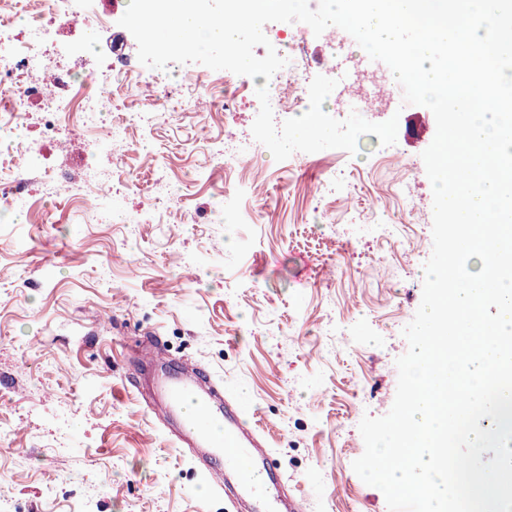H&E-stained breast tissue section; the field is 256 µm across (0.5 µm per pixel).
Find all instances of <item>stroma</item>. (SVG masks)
I'll return each mask as SVG.
<instances>
[{"mask_svg":"<svg viewBox=\"0 0 512 512\" xmlns=\"http://www.w3.org/2000/svg\"><path fill=\"white\" fill-rule=\"evenodd\" d=\"M258 105L242 99L230 118H211L196 140L197 114L183 112L124 158L147 205L153 178L144 155L162 156L164 187L177 206L166 224H101L93 210L44 194L31 212L0 206V495L16 512H232L210 493L142 397L135 357L144 332L162 352L208 370L264 434L303 512H388L383 493L352 468L364 452L359 423L394 402L402 331L422 299L428 253L407 256L405 238L432 237V187L422 152L436 134L432 111L394 99L366 113L398 114L395 155L376 135L357 154L329 149L302 162L253 153V193L241 223H225L217 188L242 175L206 177L213 145L251 137ZM36 135L19 118L13 158L25 175L48 165L78 177L52 144L20 152ZM335 166V200L305 188ZM414 195L392 192L398 170ZM399 224L403 237L346 242L351 214Z\"/></svg>","mask_w":512,"mask_h":512,"instance_id":"obj_1","label":"stroma"}]
</instances>
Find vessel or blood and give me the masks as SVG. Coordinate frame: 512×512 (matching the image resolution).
<instances>
[{
  "mask_svg": "<svg viewBox=\"0 0 512 512\" xmlns=\"http://www.w3.org/2000/svg\"><path fill=\"white\" fill-rule=\"evenodd\" d=\"M155 395L179 424L177 444L198 451L215 493L232 491L248 512H301L300 498L287 492L259 429L209 375L188 364L161 370Z\"/></svg>",
  "mask_w": 512,
  "mask_h": 512,
  "instance_id": "1",
  "label": "vessel or blood"
}]
</instances>
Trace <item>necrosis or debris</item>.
<instances>
[{
	"label": "necrosis or debris",
	"mask_w": 512,
	"mask_h": 512,
	"mask_svg": "<svg viewBox=\"0 0 512 512\" xmlns=\"http://www.w3.org/2000/svg\"><path fill=\"white\" fill-rule=\"evenodd\" d=\"M98 0H32L24 23H16V0H0V141L11 139L16 122L29 106H36L41 129L58 148L81 140L84 151L92 156L78 180H70L52 168L37 171L35 179L44 188L77 193L98 215L100 223L109 224L122 211L123 196L112 184L111 173L102 168L100 158L122 160L131 131H154L165 122L170 102L181 111L206 114L231 110L236 95L228 71L199 69L182 65L180 81L162 79L159 71L143 65L121 72L116 92L133 85L141 92L146 105L130 102L122 119L113 124L107 138L95 135L99 115L108 104L91 86L76 81L70 50H58L51 37L59 31L91 27L103 33L112 30L118 9L99 10ZM291 50L289 63L268 83L273 113L286 110L289 101L301 100L306 89L293 81L292 75L304 63V37L301 31L288 33Z\"/></svg>",
	"instance_id": "4bbe7bcc"
}]
</instances>
